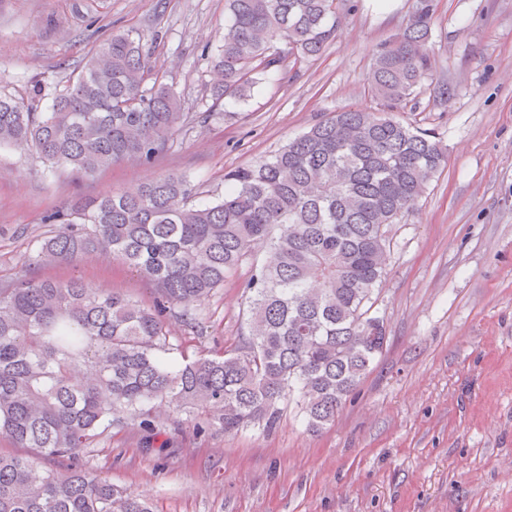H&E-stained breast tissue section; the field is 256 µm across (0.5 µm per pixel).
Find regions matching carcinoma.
<instances>
[{
	"label": "carcinoma",
	"instance_id": "cac0c4a2",
	"mask_svg": "<svg viewBox=\"0 0 512 512\" xmlns=\"http://www.w3.org/2000/svg\"><path fill=\"white\" fill-rule=\"evenodd\" d=\"M334 0H229L223 44L208 60L212 97L247 99L256 76L284 66L280 43L302 59L337 34ZM434 25L416 0L404 31L381 44L370 88L402 108L430 76L422 44ZM145 35L101 44L45 112L0 93V147L30 153L50 172L93 177L132 160L151 163L191 120L164 83ZM447 161L435 133L350 109L318 122L276 153L224 174V196L191 200L187 177L168 175L44 216L53 225L23 264L103 256L155 287L146 307L79 279L21 280L0 288V512H152L141 495L77 464L114 426L175 407L208 413L196 432L273 429L298 398L306 429L332 424L387 342L370 314L382 283L387 227L425 193ZM248 337L233 350L190 357L167 318L197 307L244 263Z\"/></svg>",
	"mask_w": 512,
	"mask_h": 512
}]
</instances>
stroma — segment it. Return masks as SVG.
I'll use <instances>...</instances> for the list:
<instances>
[{"mask_svg": "<svg viewBox=\"0 0 512 512\" xmlns=\"http://www.w3.org/2000/svg\"><path fill=\"white\" fill-rule=\"evenodd\" d=\"M353 2L321 56L259 80L246 101L217 103L201 51L221 45L227 0H0V92L26 97L41 84L46 110L100 44L136 29L184 112L230 114L189 124L153 164L124 161L80 183L0 149V288L23 277L79 278L151 304L153 285L121 262L25 267L20 258L54 209L170 174L213 201L226 172L331 113L381 112L372 59L403 32L415 0ZM432 4V75L398 117L435 132L447 163L391 226L373 307L386 347L320 433L305 430L292 401L269 432L198 435L170 408L158 425L164 447H143L131 422L79 455L145 495L153 512H512V0ZM441 82L444 101L435 96ZM250 275L240 269L205 300L198 326L170 322L171 342L191 356L239 345Z\"/></svg>", "mask_w": 512, "mask_h": 512, "instance_id": "obj_1", "label": "stroma"}]
</instances>
